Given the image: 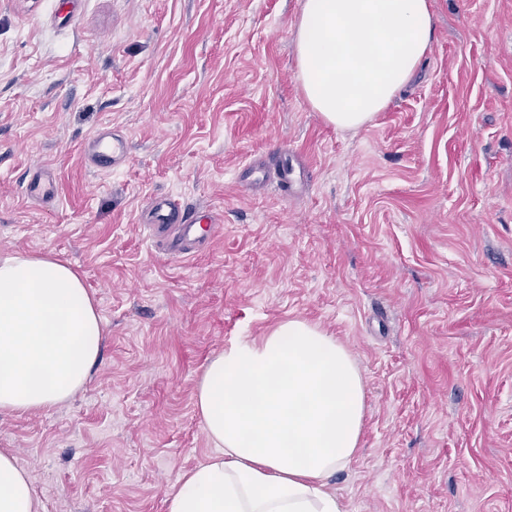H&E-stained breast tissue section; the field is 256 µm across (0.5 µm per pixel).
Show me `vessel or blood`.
I'll return each mask as SVG.
<instances>
[{
  "instance_id": "vessel-or-blood-1",
  "label": "vessel or blood",
  "mask_w": 512,
  "mask_h": 512,
  "mask_svg": "<svg viewBox=\"0 0 512 512\" xmlns=\"http://www.w3.org/2000/svg\"><path fill=\"white\" fill-rule=\"evenodd\" d=\"M129 157V142L119 136L97 132L85 150L87 162L108 171L120 166ZM27 199L49 204L55 201L57 186L49 166L30 169L25 184ZM222 219L210 207L189 208L172 195L152 198L147 206L146 228L150 237L164 239L173 256L192 255L197 246L208 243L217 232Z\"/></svg>"
}]
</instances>
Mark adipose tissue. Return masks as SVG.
Returning a JSON list of instances; mask_svg holds the SVG:
<instances>
[{
    "mask_svg": "<svg viewBox=\"0 0 512 512\" xmlns=\"http://www.w3.org/2000/svg\"><path fill=\"white\" fill-rule=\"evenodd\" d=\"M429 0H303L297 79L339 130L383 111L428 54ZM105 324L78 271L52 253L0 254V410L69 400L97 364ZM196 411L213 445L180 475L166 512H341L328 488L355 455L363 379L334 337L301 319L233 341L205 364ZM0 512H41L0 451Z\"/></svg>",
    "mask_w": 512,
    "mask_h": 512,
    "instance_id": "ef3b65f1",
    "label": "adipose tissue"
}]
</instances>
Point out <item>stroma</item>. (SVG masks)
I'll list each match as a JSON object with an SVG mask.
<instances>
[{
  "instance_id": "35a3bbf8",
  "label": "stroma",
  "mask_w": 512,
  "mask_h": 512,
  "mask_svg": "<svg viewBox=\"0 0 512 512\" xmlns=\"http://www.w3.org/2000/svg\"><path fill=\"white\" fill-rule=\"evenodd\" d=\"M301 2L76 0L68 24L0 0V252L71 262L106 326L69 401L0 412L44 512H165L212 451L204 365L291 318L363 378L344 512H512V0H431L430 52L355 131L303 97ZM103 128L130 145L111 172L83 156ZM39 163L54 203L22 193ZM165 194L217 209L211 245L146 241Z\"/></svg>"
}]
</instances>
